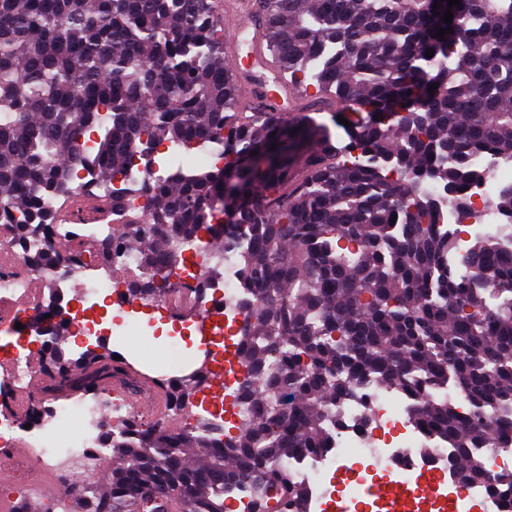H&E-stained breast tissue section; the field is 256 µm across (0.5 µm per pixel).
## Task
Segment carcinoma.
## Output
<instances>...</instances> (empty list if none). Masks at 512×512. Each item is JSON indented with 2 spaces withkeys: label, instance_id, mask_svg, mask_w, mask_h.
<instances>
[{
  "label": "carcinoma",
  "instance_id": "obj_1",
  "mask_svg": "<svg viewBox=\"0 0 512 512\" xmlns=\"http://www.w3.org/2000/svg\"><path fill=\"white\" fill-rule=\"evenodd\" d=\"M434 2L253 0L275 82L360 115L339 145L306 111H237L210 0H0V212L18 214L12 243L51 237L61 207L46 203L71 195L77 170L112 183L116 210L129 195L119 180L154 163L159 175L135 188L140 214L113 229L144 269L128 297L170 290L164 270L187 268L178 244L189 239L239 254L253 291L234 350L246 421L232 432L217 418L185 423L217 378L205 362L157 382L163 415L106 431L105 483L72 492L68 512L134 501L138 512H230L228 494L248 484L261 489L252 512H288L308 496L289 460L329 447L336 404L375 385L404 394L412 420L455 449L464 482L512 487V470L489 475L483 455L512 448V247L480 238L453 260L426 190L445 187L464 224L471 159L512 152V0ZM198 147L216 162H166ZM68 252L25 258L54 267ZM69 261L76 276L112 257L87 245ZM66 332L63 320L39 350L51 394L114 381L140 391L104 346L69 356Z\"/></svg>",
  "mask_w": 512,
  "mask_h": 512
}]
</instances>
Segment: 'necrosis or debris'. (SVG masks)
Segmentation results:
<instances>
[{
	"label": "necrosis or debris",
	"mask_w": 512,
	"mask_h": 512,
	"mask_svg": "<svg viewBox=\"0 0 512 512\" xmlns=\"http://www.w3.org/2000/svg\"><path fill=\"white\" fill-rule=\"evenodd\" d=\"M473 164L480 174L466 190L473 210L469 223L449 224L448 231L456 237L460 248H467L476 235L496 233L507 224L494 206L496 195L512 174V156L503 154L494 158L481 156ZM80 188L71 194L68 209L70 220L57 226L56 235L68 240L72 250L88 244L110 250L113 265L123 268L129 277H138L142 269L135 255L118 248L112 237L113 221L107 211L89 208L88 200L97 190L95 183L80 177ZM184 254L195 261L207 262L212 273V298L199 307L198 314L216 321V335H233L245 323L243 303L248 291L237 274L236 259L232 254L204 253L201 242L188 241L180 246ZM71 275L67 263L52 270H44L26 263L21 252L11 242L0 239V302H8V309L0 311V326L20 322L28 325L30 334L50 336L57 324L53 318V300L43 295L45 288L63 290ZM85 302L91 310L115 308L124 310L125 290L113 279L85 276L83 282ZM25 338L0 345L10 363L7 378L0 381V402L9 401L19 389L30 385L36 372L24 345ZM406 398L392 400L381 390L370 391L366 402L345 401L339 406L342 427L331 447L319 454H299L293 470L297 479L310 490L306 512H322L328 501L334 499L337 489L332 482L335 475H347L352 483L351 496L365 488L385 482L400 474L420 475L435 483L455 478L450 464V448L429 443L426 435L412 424L407 414ZM131 408L100 396L78 400L57 399L50 416L32 418L23 423L18 416L0 411V447L7 449L24 440L27 430L38 431L39 451L31 462L32 468L51 471L61 487L88 479L101 461L110 456L105 448L103 433L106 423H120L130 418ZM68 425L73 440L67 452L59 453L47 437V431L58 425Z\"/></svg>",
	"instance_id": "obj_1"
}]
</instances>
